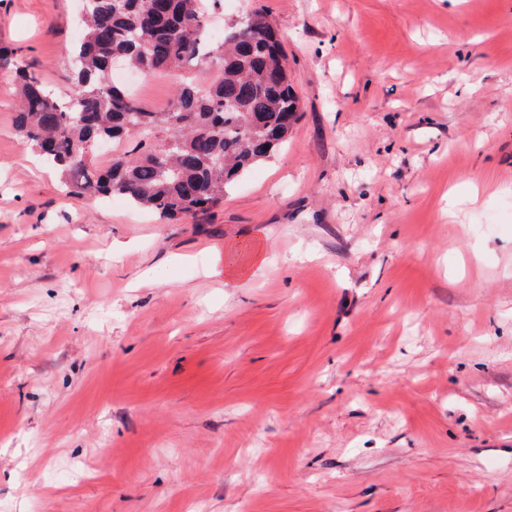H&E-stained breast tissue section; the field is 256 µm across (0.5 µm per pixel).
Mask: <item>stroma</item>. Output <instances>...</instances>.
I'll return each mask as SVG.
<instances>
[{"label": "stroma", "mask_w": 512, "mask_h": 512, "mask_svg": "<svg viewBox=\"0 0 512 512\" xmlns=\"http://www.w3.org/2000/svg\"><path fill=\"white\" fill-rule=\"evenodd\" d=\"M254 8L301 118L168 223L21 143L80 0H0V512H512V0Z\"/></svg>", "instance_id": "stroma-1"}]
</instances>
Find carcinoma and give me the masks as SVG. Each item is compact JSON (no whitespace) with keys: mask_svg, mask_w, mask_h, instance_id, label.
Instances as JSON below:
<instances>
[{"mask_svg":"<svg viewBox=\"0 0 512 512\" xmlns=\"http://www.w3.org/2000/svg\"><path fill=\"white\" fill-rule=\"evenodd\" d=\"M222 3L84 0L73 93L56 98L38 76L16 68L18 136L74 195L118 194L168 220L218 206L226 187L272 157L299 119L280 37L264 13L241 15L220 42L209 40ZM117 60L144 76L184 71L168 110L154 112L112 82ZM214 61L217 78L199 84L192 69ZM106 141L127 147L100 166L94 157Z\"/></svg>","mask_w":512,"mask_h":512,"instance_id":"cac0c4a2","label":"carcinoma"}]
</instances>
